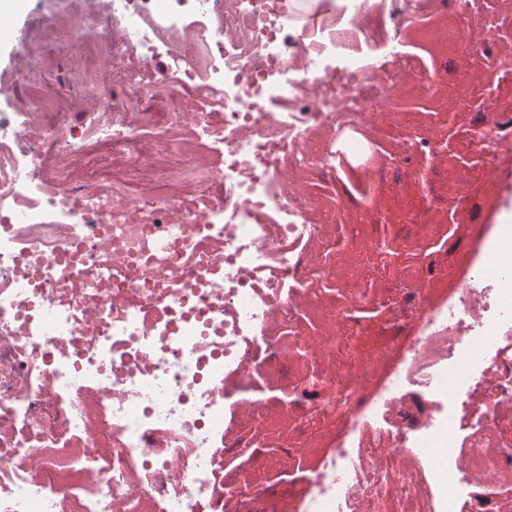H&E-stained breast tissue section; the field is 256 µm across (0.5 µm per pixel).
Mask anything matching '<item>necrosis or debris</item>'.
I'll list each match as a JSON object with an SVG mask.
<instances>
[{"mask_svg": "<svg viewBox=\"0 0 512 512\" xmlns=\"http://www.w3.org/2000/svg\"><path fill=\"white\" fill-rule=\"evenodd\" d=\"M506 212L512 0H31L0 512H512Z\"/></svg>", "mask_w": 512, "mask_h": 512, "instance_id": "necrosis-or-debris-1", "label": "necrosis or debris"}]
</instances>
